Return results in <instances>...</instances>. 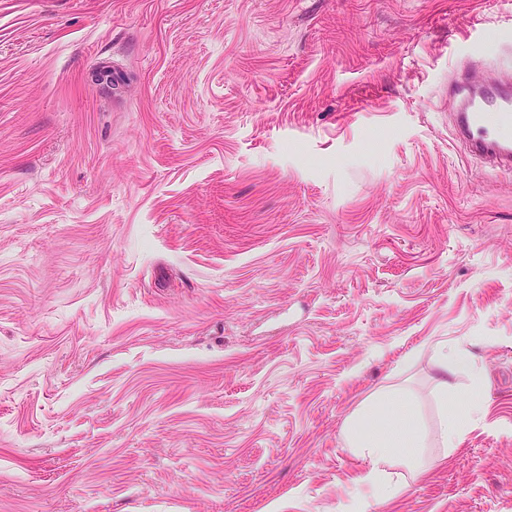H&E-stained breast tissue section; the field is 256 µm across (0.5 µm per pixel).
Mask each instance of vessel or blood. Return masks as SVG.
Wrapping results in <instances>:
<instances>
[{
    "mask_svg": "<svg viewBox=\"0 0 512 512\" xmlns=\"http://www.w3.org/2000/svg\"><path fill=\"white\" fill-rule=\"evenodd\" d=\"M448 96L457 103L450 121L462 148L490 169L512 171V85L489 79L476 88L463 70Z\"/></svg>",
    "mask_w": 512,
    "mask_h": 512,
    "instance_id": "obj_1",
    "label": "vessel or blood"
}]
</instances>
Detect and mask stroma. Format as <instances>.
<instances>
[{
  "label": "stroma",
  "mask_w": 512,
  "mask_h": 512,
  "mask_svg": "<svg viewBox=\"0 0 512 512\" xmlns=\"http://www.w3.org/2000/svg\"><path fill=\"white\" fill-rule=\"evenodd\" d=\"M510 46L512 0H0V512H512V173L445 93ZM386 391L440 459L387 501ZM435 358L444 376L438 384L442 400L439 431L445 447H448V444L453 445L461 437L468 423L481 411L482 401L477 396L472 395L464 402L465 409L452 410L448 414V403L454 405L456 402L453 394L448 399V372L454 373L455 370L468 365L469 354L462 347H454L449 352L448 348L445 347L436 352ZM350 448L367 461L369 472L355 480L368 483L376 494L389 500L398 495L400 486L383 480L381 466L398 461L412 472L437 465L439 459L425 455L426 434L417 422L412 400L401 394H386L355 420L349 429Z\"/></svg>",
  "instance_id": "35a3bbf8"
}]
</instances>
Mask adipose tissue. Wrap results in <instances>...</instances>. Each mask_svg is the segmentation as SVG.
<instances>
[{
  "mask_svg": "<svg viewBox=\"0 0 512 512\" xmlns=\"http://www.w3.org/2000/svg\"><path fill=\"white\" fill-rule=\"evenodd\" d=\"M348 444L370 466L364 481L385 500L396 497L399 485L383 480L381 466L400 462L410 471L436 466L437 457L425 455L426 434L417 422L412 400L401 394H387L355 420L349 429Z\"/></svg>",
  "mask_w": 512,
  "mask_h": 512,
  "instance_id": "adipose-tissue-1",
  "label": "adipose tissue"
}]
</instances>
